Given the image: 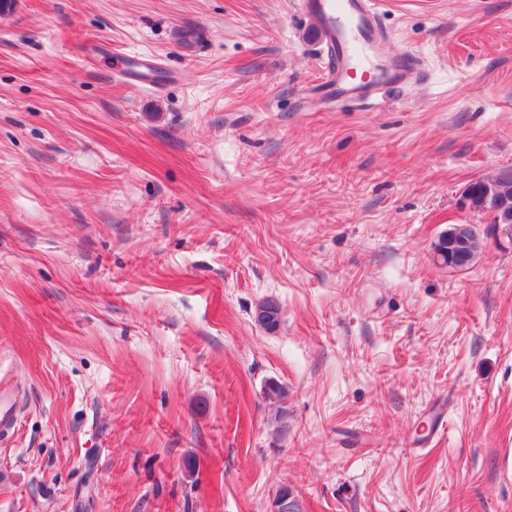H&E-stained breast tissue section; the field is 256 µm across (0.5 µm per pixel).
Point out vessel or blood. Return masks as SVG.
Masks as SVG:
<instances>
[{
  "instance_id": "b4317fda",
  "label": "vessel or blood",
  "mask_w": 512,
  "mask_h": 512,
  "mask_svg": "<svg viewBox=\"0 0 512 512\" xmlns=\"http://www.w3.org/2000/svg\"><path fill=\"white\" fill-rule=\"evenodd\" d=\"M299 6L325 44L321 87L328 95L365 105L375 102L384 87H401L420 78L423 60L416 54L396 56L382 70L376 67V58L390 41L381 24V0H299ZM157 70L155 59L139 57L122 74L148 86Z\"/></svg>"
}]
</instances>
